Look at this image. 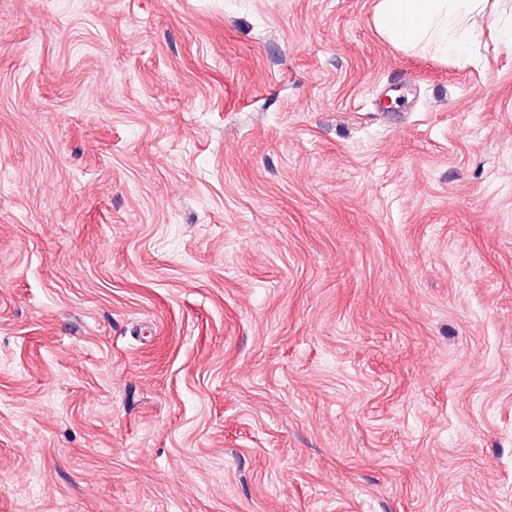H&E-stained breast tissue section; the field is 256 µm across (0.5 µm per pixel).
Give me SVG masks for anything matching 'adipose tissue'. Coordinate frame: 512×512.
Instances as JSON below:
<instances>
[{
  "instance_id": "ef3b65f1",
  "label": "adipose tissue",
  "mask_w": 512,
  "mask_h": 512,
  "mask_svg": "<svg viewBox=\"0 0 512 512\" xmlns=\"http://www.w3.org/2000/svg\"><path fill=\"white\" fill-rule=\"evenodd\" d=\"M489 9L490 0H378L375 25L398 45H422L442 57L474 50L487 31L512 45V21H489Z\"/></svg>"
}]
</instances>
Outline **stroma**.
Returning <instances> with one entry per match:
<instances>
[{"label":"stroma","mask_w":512,"mask_h":512,"mask_svg":"<svg viewBox=\"0 0 512 512\" xmlns=\"http://www.w3.org/2000/svg\"><path fill=\"white\" fill-rule=\"evenodd\" d=\"M375 5L0 0V512H512V46Z\"/></svg>","instance_id":"35a3bbf8"}]
</instances>
